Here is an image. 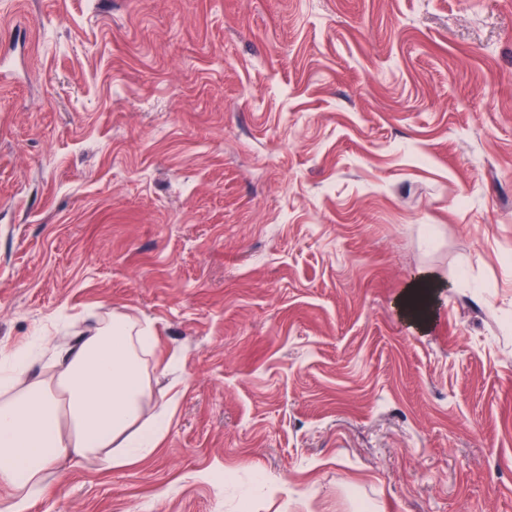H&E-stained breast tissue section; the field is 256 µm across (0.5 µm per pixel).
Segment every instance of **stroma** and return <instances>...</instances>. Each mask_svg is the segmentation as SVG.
Masks as SVG:
<instances>
[{
    "label": "stroma",
    "instance_id": "35a3bbf8",
    "mask_svg": "<svg viewBox=\"0 0 512 512\" xmlns=\"http://www.w3.org/2000/svg\"><path fill=\"white\" fill-rule=\"evenodd\" d=\"M1 56L0 347L119 313L174 398L29 512H512V0H0Z\"/></svg>",
    "mask_w": 512,
    "mask_h": 512
}]
</instances>
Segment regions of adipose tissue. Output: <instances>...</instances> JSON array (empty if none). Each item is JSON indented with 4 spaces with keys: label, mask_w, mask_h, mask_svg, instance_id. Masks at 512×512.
<instances>
[{
    "label": "adipose tissue",
    "mask_w": 512,
    "mask_h": 512,
    "mask_svg": "<svg viewBox=\"0 0 512 512\" xmlns=\"http://www.w3.org/2000/svg\"><path fill=\"white\" fill-rule=\"evenodd\" d=\"M151 327L108 313L59 354L52 380L28 378L30 350L0 349V486L16 495L5 512H27L58 462L93 459L104 468L146 458L168 427L169 403L151 418L143 362Z\"/></svg>",
    "instance_id": "obj_1"
}]
</instances>
